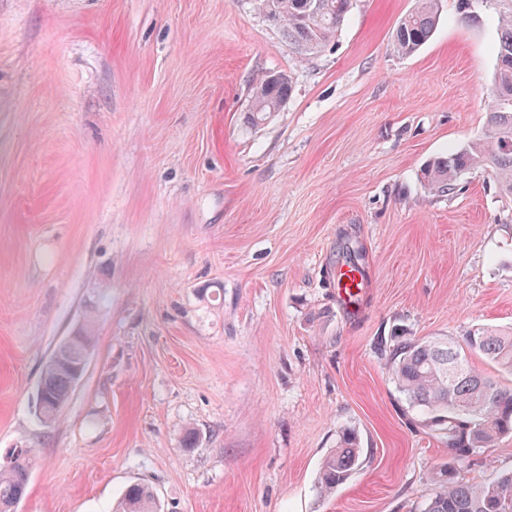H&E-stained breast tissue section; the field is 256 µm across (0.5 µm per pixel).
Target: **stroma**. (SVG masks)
<instances>
[{
	"label": "stroma",
	"instance_id": "35a3bbf8",
	"mask_svg": "<svg viewBox=\"0 0 512 512\" xmlns=\"http://www.w3.org/2000/svg\"><path fill=\"white\" fill-rule=\"evenodd\" d=\"M417 0H355L300 59L255 0H0V467L33 459L15 512H415L448 450L412 424L377 337L512 327V198L486 169L426 191L432 159L485 137L494 15L391 44ZM293 78L247 121L253 79ZM354 235L367 283L326 272ZM92 318L55 422L53 350ZM200 433L181 444L185 427ZM362 463L330 494L341 429ZM512 470V434L457 470ZM113 512H158L157 502L150 488L142 483L128 485Z\"/></svg>",
	"mask_w": 512,
	"mask_h": 512
}]
</instances>
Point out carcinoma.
Wrapping results in <instances>:
<instances>
[{"mask_svg": "<svg viewBox=\"0 0 512 512\" xmlns=\"http://www.w3.org/2000/svg\"><path fill=\"white\" fill-rule=\"evenodd\" d=\"M419 5L399 22L393 49L403 56L417 52L432 36L438 22L437 0ZM497 18L499 44L489 91L485 139L429 163L422 172L424 186L435 194L459 191L469 170L483 166L499 193L512 198V0H489ZM353 0H257V7L278 26L300 57L322 51L334 41L348 18ZM292 78L285 73L265 74L256 83L248 120L258 124L278 111L292 93ZM342 261L352 272L365 276V251L357 240L342 247ZM93 325L87 321L55 356L68 364L87 357ZM374 353L385 360L391 378L415 412L411 422L439 438L448 448V463L431 477L430 492L419 512H512V471L484 484H470L454 475L457 466L485 454L499 438L512 433V387L505 388L477 368L471 356L481 355L499 370L512 375V331L488 326L470 329L459 344L446 338L416 340L394 333L379 337ZM74 385L69 369L59 366L42 372L39 387L46 394L49 422L67 402ZM361 448L352 429L340 431L339 441L322 463L321 488L332 493L359 465ZM31 460L0 468V512H12L23 496ZM113 512H158L150 488L128 485Z\"/></svg>", "mask_w": 512, "mask_h": 512, "instance_id": "1", "label": "carcinoma"}]
</instances>
